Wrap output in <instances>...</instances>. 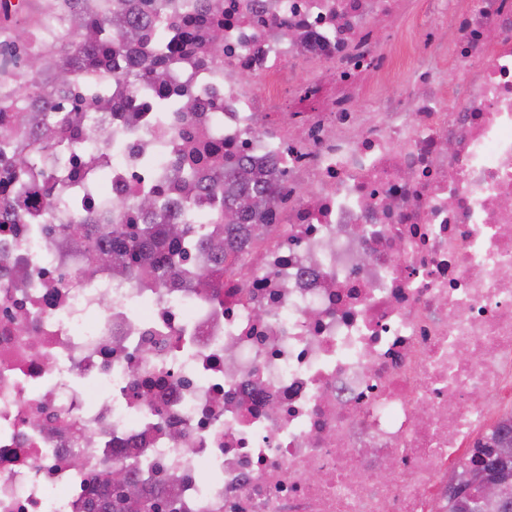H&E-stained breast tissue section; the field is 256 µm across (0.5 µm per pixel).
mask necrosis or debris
I'll list each match as a JSON object with an SVG mask.
<instances>
[{
    "label": "necrosis or debris",
    "instance_id": "obj_1",
    "mask_svg": "<svg viewBox=\"0 0 512 512\" xmlns=\"http://www.w3.org/2000/svg\"><path fill=\"white\" fill-rule=\"evenodd\" d=\"M181 2L165 87L94 55L63 93L27 61L68 14L0 0V512H92L132 448L156 512H448L512 427V0ZM193 161L273 189L211 295L61 260L52 225L148 188L209 237L172 177Z\"/></svg>",
    "mask_w": 512,
    "mask_h": 512
}]
</instances>
